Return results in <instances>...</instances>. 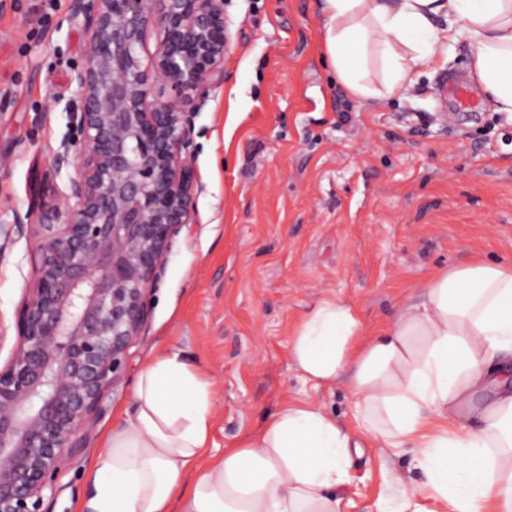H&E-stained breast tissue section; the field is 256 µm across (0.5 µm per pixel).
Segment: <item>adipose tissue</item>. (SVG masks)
I'll list each match as a JSON object with an SVG mask.
<instances>
[{
  "instance_id": "1",
  "label": "adipose tissue",
  "mask_w": 512,
  "mask_h": 512,
  "mask_svg": "<svg viewBox=\"0 0 512 512\" xmlns=\"http://www.w3.org/2000/svg\"><path fill=\"white\" fill-rule=\"evenodd\" d=\"M319 9L323 48L354 99L403 95L462 42L471 77L512 119V0H320ZM288 356L313 389L347 380L356 426L286 400L189 477L209 442L213 385L179 351H163L141 367L135 410L95 460L86 512H341L366 447L415 451L425 482L396 512H512V262L433 270L378 333L353 303L325 296L296 323Z\"/></svg>"
}]
</instances>
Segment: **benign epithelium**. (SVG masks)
<instances>
[{"label": "benign epithelium", "instance_id": "1", "mask_svg": "<svg viewBox=\"0 0 512 512\" xmlns=\"http://www.w3.org/2000/svg\"><path fill=\"white\" fill-rule=\"evenodd\" d=\"M88 33L68 192L41 208L35 281L0 368V512H49L87 448L150 293L193 221L198 103L224 81V0H73ZM161 34L141 55L150 27ZM170 89L173 96L160 91Z\"/></svg>", "mask_w": 512, "mask_h": 512}]
</instances>
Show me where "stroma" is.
I'll return each mask as SVG.
<instances>
[{"label": "stroma", "mask_w": 512, "mask_h": 512, "mask_svg": "<svg viewBox=\"0 0 512 512\" xmlns=\"http://www.w3.org/2000/svg\"><path fill=\"white\" fill-rule=\"evenodd\" d=\"M224 80L195 119L198 184L83 456L61 474L51 512H76L106 436L134 407L142 364L172 347L214 384L213 452L310 394L287 353L294 321L340 293L378 330L435 268L512 257V122L486 104L456 45L404 96L362 104L323 55L317 0H224ZM88 36L72 0H0V219H37L66 192L73 77ZM466 101L441 94V78ZM348 120H341V113ZM35 232H0V367L35 279ZM411 449L354 458L341 512H374L424 480ZM403 475L402 484L388 480Z\"/></svg>", "instance_id": "stroma-1"}]
</instances>
